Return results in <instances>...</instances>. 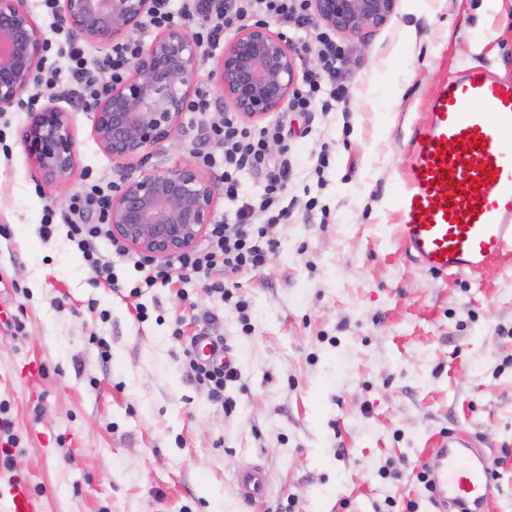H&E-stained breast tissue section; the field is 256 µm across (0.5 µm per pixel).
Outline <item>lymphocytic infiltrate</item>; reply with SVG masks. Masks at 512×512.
I'll use <instances>...</instances> for the list:
<instances>
[{"label": "lymphocytic infiltrate", "instance_id": "obj_1", "mask_svg": "<svg viewBox=\"0 0 512 512\" xmlns=\"http://www.w3.org/2000/svg\"><path fill=\"white\" fill-rule=\"evenodd\" d=\"M309 13V0H154L145 26L159 29L193 23L197 26L195 35L199 43L214 48L251 21L268 17L299 29L309 24ZM317 40V64L305 71L302 87L294 91L287 103L290 111H309L313 101L323 94L335 101L345 95L344 48L326 31L318 33ZM139 49V41L130 40L113 46L108 56L92 59L79 42L67 40L71 95L84 107L95 105L105 83L127 76L130 62ZM204 138L213 143L216 150L201 154L200 160L206 167H220L224 197L237 205L235 218L211 224L202 243L177 254L167 266L156 265L154 259L146 255H128V263L140 275L130 290L131 295H138L140 289L153 287L160 280L168 282L174 278L206 275L218 267L231 275L254 271L264 267L279 247L269 230L288 219L289 211L283 201L288 194L289 164L287 155L273 156L269 145L283 140V126H251L227 118L206 126ZM245 170L261 178L259 196H242L239 175ZM109 204L108 187L97 180H88L85 187L62 206L46 209L39 233L43 238H51L56 221H63L70 242L76 245L88 266L114 288L118 278L113 272L109 252L102 247L103 241L112 238L107 219ZM257 212L265 214V223H253L252 216ZM189 367L194 380L207 386L211 401L228 405L224 391L228 383L239 379L235 368L196 359L190 361Z\"/></svg>", "mask_w": 512, "mask_h": 512}]
</instances>
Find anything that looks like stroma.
Returning a JSON list of instances; mask_svg holds the SVG:
<instances>
[{
    "label": "stroma",
    "mask_w": 512,
    "mask_h": 512,
    "mask_svg": "<svg viewBox=\"0 0 512 512\" xmlns=\"http://www.w3.org/2000/svg\"><path fill=\"white\" fill-rule=\"evenodd\" d=\"M399 0L364 38L339 36L346 99L331 110L277 112L292 166L287 224L259 271L236 275L248 305L200 280L140 299L94 287L64 225L38 232L44 209L80 190L86 172H129L71 107L76 167L43 184L21 141L28 112L6 117L0 160V407L13 424V472L45 512H433L395 468L427 463L448 431L490 457H512V255L476 272H425L401 249L398 197L415 132L435 91L465 65L512 80V0ZM207 117L183 112L151 164L195 162ZM329 165L317 166L322 143ZM22 316L23 331L7 329ZM223 342L241 374L213 403L190 375L196 337ZM269 477L244 506L246 467Z\"/></svg>",
    "instance_id": "obj_1"
}]
</instances>
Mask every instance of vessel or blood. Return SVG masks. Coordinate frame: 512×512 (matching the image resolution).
<instances>
[{
  "label": "vessel or blood",
  "instance_id": "1",
  "mask_svg": "<svg viewBox=\"0 0 512 512\" xmlns=\"http://www.w3.org/2000/svg\"><path fill=\"white\" fill-rule=\"evenodd\" d=\"M494 173L486 180L481 166ZM399 241L412 260L438 275L473 271L512 253V81L477 66L461 68L433 95L428 120L414 138L404 190ZM432 453L429 471L438 512H490L491 460L462 431L449 433ZM242 501L263 499L266 471L236 477ZM0 512H43L28 481L0 483Z\"/></svg>",
  "mask_w": 512,
  "mask_h": 512
}]
</instances>
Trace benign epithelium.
Returning a JSON list of instances; mask_svg holds the SVG:
<instances>
[{
  "label": "benign epithelium",
  "mask_w": 512,
  "mask_h": 512,
  "mask_svg": "<svg viewBox=\"0 0 512 512\" xmlns=\"http://www.w3.org/2000/svg\"><path fill=\"white\" fill-rule=\"evenodd\" d=\"M315 23L351 36L386 24L397 0H310ZM152 0H63L68 32L86 43L119 44L142 24ZM47 37L23 0H0V112L34 85ZM298 49L265 22L251 23L224 46L214 78L224 105L244 123L278 112L298 82ZM203 50L183 27L158 31L133 58L130 74L108 85L93 112V133L114 159L142 163L170 139L187 109ZM48 185L76 165L68 111L48 103L29 114L21 136ZM215 184L193 164L143 169L113 190L112 237L157 259L192 248L213 223Z\"/></svg>",
  "instance_id": "obj_1"
}]
</instances>
